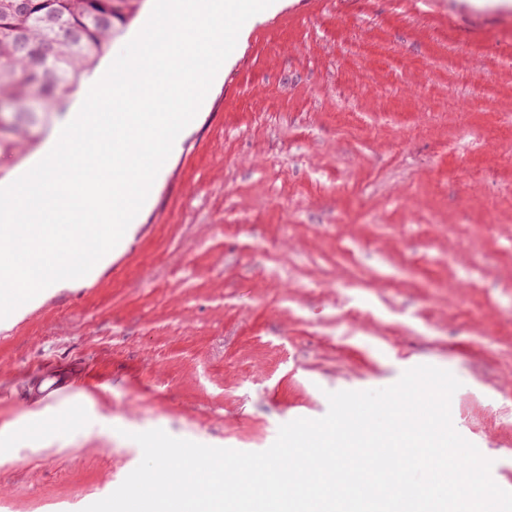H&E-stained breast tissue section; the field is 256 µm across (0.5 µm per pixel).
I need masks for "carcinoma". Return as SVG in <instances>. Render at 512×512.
Returning a JSON list of instances; mask_svg holds the SVG:
<instances>
[{
	"instance_id": "1",
	"label": "carcinoma",
	"mask_w": 512,
	"mask_h": 512,
	"mask_svg": "<svg viewBox=\"0 0 512 512\" xmlns=\"http://www.w3.org/2000/svg\"><path fill=\"white\" fill-rule=\"evenodd\" d=\"M138 0H0V102L51 112L94 70Z\"/></svg>"
}]
</instances>
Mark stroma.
Instances as JSON below:
<instances>
[{"label": "stroma", "mask_w": 512, "mask_h": 512, "mask_svg": "<svg viewBox=\"0 0 512 512\" xmlns=\"http://www.w3.org/2000/svg\"><path fill=\"white\" fill-rule=\"evenodd\" d=\"M419 364L460 380L453 425L512 491V7L294 0L111 267L0 329V512H83L140 463L131 433L258 452Z\"/></svg>", "instance_id": "35a3bbf8"}]
</instances>
